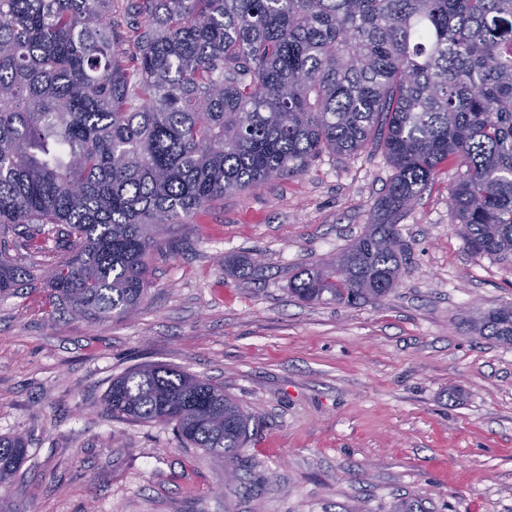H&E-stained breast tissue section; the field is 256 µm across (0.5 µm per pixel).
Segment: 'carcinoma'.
Returning a JSON list of instances; mask_svg holds the SVG:
<instances>
[{"mask_svg": "<svg viewBox=\"0 0 512 512\" xmlns=\"http://www.w3.org/2000/svg\"><path fill=\"white\" fill-rule=\"evenodd\" d=\"M372 140L393 175L371 223L302 267L292 296L388 295L405 260L399 216L449 161L464 168L450 199L467 250L511 258L512 0H0V295L36 280L9 246L51 236L68 251L52 302L125 317L161 227ZM471 327L512 345V304ZM106 409L227 459L255 419L163 364L115 378ZM26 453L0 435V487Z\"/></svg>", "mask_w": 512, "mask_h": 512, "instance_id": "carcinoma-1", "label": "carcinoma"}]
</instances>
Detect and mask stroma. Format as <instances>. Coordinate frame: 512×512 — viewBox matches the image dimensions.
<instances>
[{
    "instance_id": "35a3bbf8",
    "label": "stroma",
    "mask_w": 512,
    "mask_h": 512,
    "mask_svg": "<svg viewBox=\"0 0 512 512\" xmlns=\"http://www.w3.org/2000/svg\"><path fill=\"white\" fill-rule=\"evenodd\" d=\"M459 173L442 165L400 217L407 258L374 304L288 292L370 224L393 175L374 144L164 230L130 317H70L43 282L0 298V435L28 448L0 512H512V346L466 324L512 303V261L455 232ZM245 256L260 261L248 277L232 265ZM141 363L208 378L257 415L234 462L105 412L113 378Z\"/></svg>"
}]
</instances>
